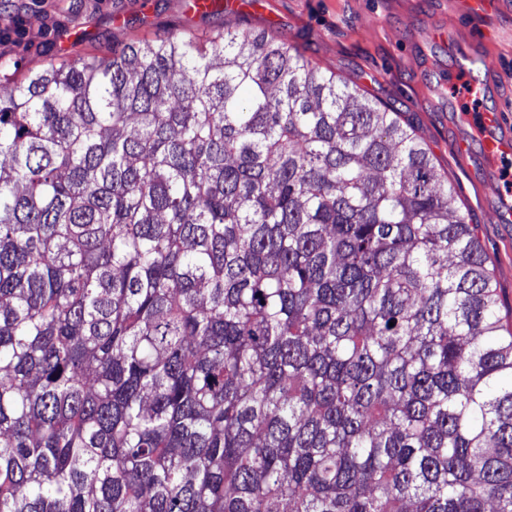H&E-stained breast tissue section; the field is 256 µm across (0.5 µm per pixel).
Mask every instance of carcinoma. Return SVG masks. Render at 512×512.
Instances as JSON below:
<instances>
[{
	"label": "carcinoma",
	"instance_id": "cac0c4a2",
	"mask_svg": "<svg viewBox=\"0 0 512 512\" xmlns=\"http://www.w3.org/2000/svg\"><path fill=\"white\" fill-rule=\"evenodd\" d=\"M0 93V512H512V327L401 113L266 32Z\"/></svg>",
	"mask_w": 512,
	"mask_h": 512
}]
</instances>
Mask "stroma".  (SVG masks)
I'll list each match as a JSON object with an SVG mask.
<instances>
[{
    "label": "stroma",
    "mask_w": 512,
    "mask_h": 512,
    "mask_svg": "<svg viewBox=\"0 0 512 512\" xmlns=\"http://www.w3.org/2000/svg\"><path fill=\"white\" fill-rule=\"evenodd\" d=\"M189 0H0V76L16 77L57 56L108 54L112 46L222 27ZM240 25L267 31L320 67L402 112L448 173L457 202L493 269L501 314L512 322V222L488 186L496 177L480 135L463 114L460 62L479 58L483 106L512 137V0H246ZM467 142L458 155L455 147Z\"/></svg>",
    "instance_id": "stroma-1"
}]
</instances>
